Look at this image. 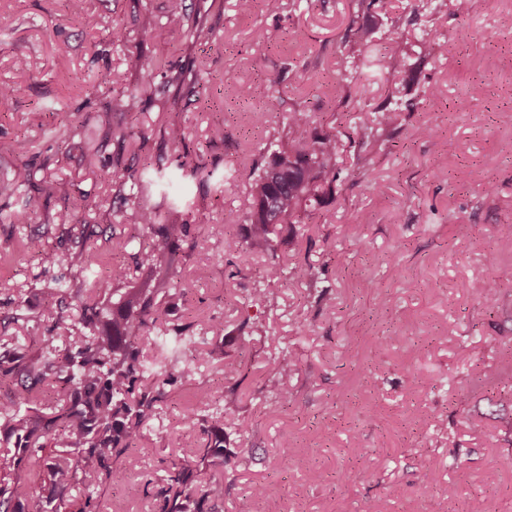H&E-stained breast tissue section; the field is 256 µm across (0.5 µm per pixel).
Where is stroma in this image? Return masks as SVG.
Instances as JSON below:
<instances>
[{
    "mask_svg": "<svg viewBox=\"0 0 512 512\" xmlns=\"http://www.w3.org/2000/svg\"><path fill=\"white\" fill-rule=\"evenodd\" d=\"M235 2L187 0L209 30L195 38L166 25V0H87L77 16L63 0H0V86L21 81L19 57L42 75L23 97L0 99V180L25 161L36 183L50 185L31 223H0V318L10 320L0 344L25 339L33 356L47 329L68 335L41 293L67 272L41 261L71 246L54 218L88 193L103 203L96 222L133 235L112 199V158L153 152L175 121L213 176L177 185L191 233L176 263L192 292L162 303L171 324L190 327L184 355L208 360L173 374L130 456L112 459L96 512H157L165 461L193 459L205 438L183 420L200 386L215 395L196 409L207 424L229 408L249 425L225 423L226 462L203 476L224 485L218 512H364L372 501L382 512H469L477 496L484 512H512V278L499 275L512 269V0H472L465 18L454 0L416 13L392 0L369 44L356 34L367 21L358 0H281L274 12L254 0L246 14ZM148 12L164 23L162 37L141 30ZM108 26L124 49L105 51ZM429 40L446 52L425 53ZM130 55L208 81L166 111L156 75L132 115L137 137L122 149L104 143L98 123L108 90L89 95L75 77L110 70L135 85ZM393 55L413 82L389 68ZM270 74L280 80L274 95ZM241 86L249 97H238ZM387 101L396 124L365 136ZM54 108L68 112L75 137L50 135ZM295 110L335 131L340 179L307 223L253 248L246 225L225 223L224 213L248 209L260 152L287 144ZM218 122L224 138L214 142ZM423 126L432 136L419 135ZM273 264L283 285L265 278ZM301 265L312 277L295 276ZM480 281L495 285L494 307L474 292ZM218 322L222 332L209 333ZM280 375L288 399L279 404L267 382ZM257 483L279 496L255 498Z\"/></svg>",
    "mask_w": 512,
    "mask_h": 512,
    "instance_id": "35a3bbf8",
    "label": "stroma"
}]
</instances>
